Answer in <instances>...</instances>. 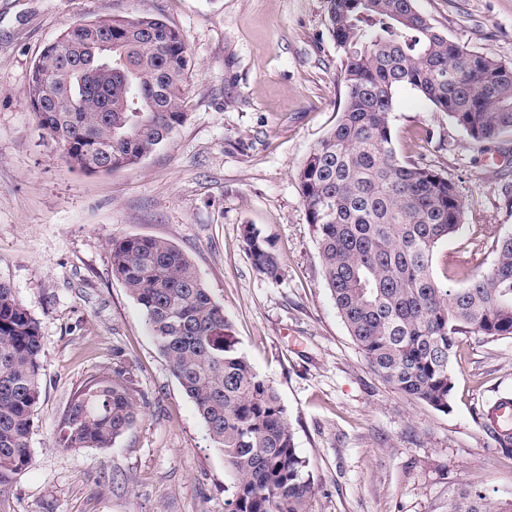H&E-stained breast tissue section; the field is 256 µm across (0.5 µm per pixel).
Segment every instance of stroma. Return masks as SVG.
<instances>
[{
    "label": "stroma",
    "instance_id": "obj_1",
    "mask_svg": "<svg viewBox=\"0 0 512 512\" xmlns=\"http://www.w3.org/2000/svg\"><path fill=\"white\" fill-rule=\"evenodd\" d=\"M415 6L450 39L512 66V0ZM134 13L184 36L188 118L137 166L86 174L43 138L30 72L76 21ZM339 73L326 0H0V281L37 321L45 365L33 463L15 476L6 512H225L224 457L112 275L109 242L132 235L177 246L223 305L288 409L316 512H445L469 483L512 498V456L482 418L512 398V337L460 336L442 413L381 381L336 311L296 174L342 109ZM394 100L399 158L451 179L464 207L461 231L436 251V276L485 271L494 231L512 229V133L479 146L416 90ZM247 224L279 253L278 277L253 267ZM118 357L145 409L112 447H59L72 393Z\"/></svg>",
    "mask_w": 512,
    "mask_h": 512
}]
</instances>
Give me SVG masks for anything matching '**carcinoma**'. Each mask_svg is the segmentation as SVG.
Segmentation results:
<instances>
[{
  "label": "carcinoma",
  "mask_w": 512,
  "mask_h": 512,
  "mask_svg": "<svg viewBox=\"0 0 512 512\" xmlns=\"http://www.w3.org/2000/svg\"><path fill=\"white\" fill-rule=\"evenodd\" d=\"M328 20L345 98L297 172L307 222L336 310L374 374L447 412L460 336L512 337V231L495 233L485 272L452 288L435 275V251L461 228L463 208L451 180L398 157L394 94L410 87L475 143L493 142L512 133V67L448 38L414 0H328ZM191 66L183 36L157 16L88 18L43 49L27 101L73 168L111 172L139 164L184 123ZM243 240L256 271L277 276L280 256L262 229L244 225ZM110 254L112 275L224 456L226 512H314L313 474L288 410L189 258L147 236L114 238ZM43 371L39 325L0 282V506L32 464ZM143 405L119 363L73 393L58 444L110 448ZM484 426L512 454V429L489 416ZM448 512H512V498L468 484Z\"/></svg>",
  "instance_id": "carcinoma-1"
}]
</instances>
